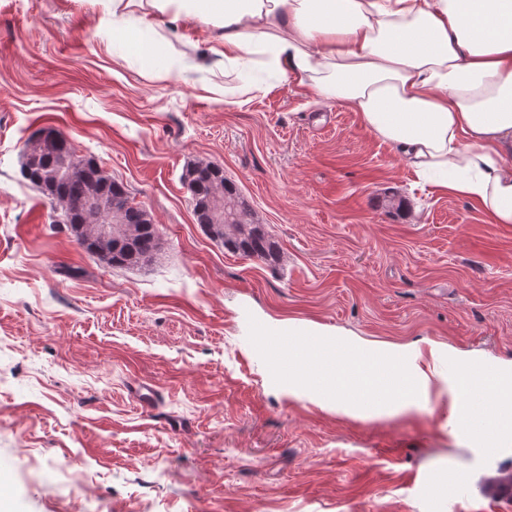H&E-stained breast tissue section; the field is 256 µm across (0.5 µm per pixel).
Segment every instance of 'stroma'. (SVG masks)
<instances>
[{"label": "stroma", "mask_w": 512, "mask_h": 512, "mask_svg": "<svg viewBox=\"0 0 512 512\" xmlns=\"http://www.w3.org/2000/svg\"><path fill=\"white\" fill-rule=\"evenodd\" d=\"M112 0H0V512H512V446L461 441L448 352L512 361V226L432 191L355 112L264 74L234 92L220 31ZM123 182L161 249L99 262L19 173L44 126ZM211 162L281 249L207 236L182 175ZM265 326L417 352L427 404L381 419L270 383ZM153 392L140 402L141 388ZM145 33L144 29L121 25L113 28V35L115 34L120 40L124 41L125 45L140 46L141 48L144 47L145 51H152L155 45Z\"/></svg>", "instance_id": "1"}]
</instances>
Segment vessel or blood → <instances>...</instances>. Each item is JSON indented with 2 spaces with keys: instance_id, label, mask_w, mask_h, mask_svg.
I'll return each mask as SVG.
<instances>
[{
  "instance_id": "b4317fda",
  "label": "vessel or blood",
  "mask_w": 512,
  "mask_h": 512,
  "mask_svg": "<svg viewBox=\"0 0 512 512\" xmlns=\"http://www.w3.org/2000/svg\"><path fill=\"white\" fill-rule=\"evenodd\" d=\"M466 377L475 391L459 405L453 423L458 437L483 448L493 438L502 446L512 444V436L502 431V423L512 415V411L493 404L476 393L477 388L492 385V377L480 371L467 372Z\"/></svg>"
}]
</instances>
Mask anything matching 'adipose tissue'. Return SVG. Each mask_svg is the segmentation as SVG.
<instances>
[{
  "instance_id": "ef3b65f1",
  "label": "adipose tissue",
  "mask_w": 512,
  "mask_h": 512,
  "mask_svg": "<svg viewBox=\"0 0 512 512\" xmlns=\"http://www.w3.org/2000/svg\"><path fill=\"white\" fill-rule=\"evenodd\" d=\"M224 31L225 74L267 56L354 110L437 192L512 225V0H112Z\"/></svg>"
}]
</instances>
